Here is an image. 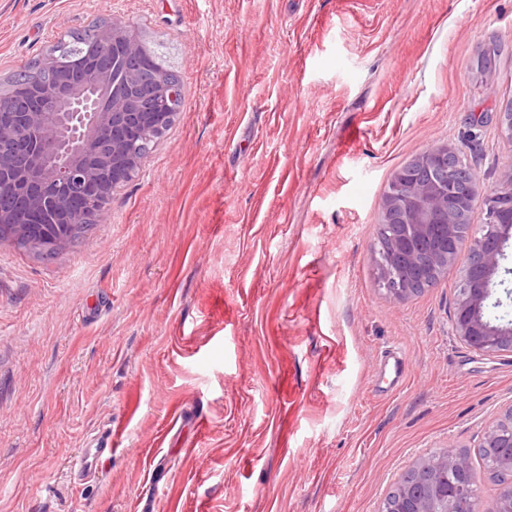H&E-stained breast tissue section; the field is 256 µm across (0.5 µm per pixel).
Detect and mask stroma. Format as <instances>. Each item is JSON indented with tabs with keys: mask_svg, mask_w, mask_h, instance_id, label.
Masks as SVG:
<instances>
[{
	"mask_svg": "<svg viewBox=\"0 0 512 512\" xmlns=\"http://www.w3.org/2000/svg\"><path fill=\"white\" fill-rule=\"evenodd\" d=\"M98 16L185 104L84 238L0 242V512H378L433 451L482 470L512 354L453 334L467 254L395 301L373 248L420 154L512 168V0H0V80ZM451 156L460 158V153L453 146H440L418 156L416 159V166L418 168L426 169L445 166L448 162V158ZM92 446L87 448L84 455L80 459V469L82 472L96 471L101 457L107 452H112V434L98 439Z\"/></svg>",
	"mask_w": 512,
	"mask_h": 512,
	"instance_id": "1",
	"label": "stroma"
}]
</instances>
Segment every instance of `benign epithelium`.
Here are the masks:
<instances>
[{
	"mask_svg": "<svg viewBox=\"0 0 512 512\" xmlns=\"http://www.w3.org/2000/svg\"><path fill=\"white\" fill-rule=\"evenodd\" d=\"M119 42L127 54L141 50L131 29L114 22L105 29L98 50ZM30 89L24 111L0 113V194L23 200L28 211L26 224L16 225L0 210V227L18 236L26 228L44 224L50 212L56 224L75 223L71 210L79 200L92 202L126 181L130 171L124 162L140 129L155 135L177 114L178 91L163 82L157 93L167 111H129L125 96L112 93L109 70L61 76L57 103L50 110L42 104L39 85L34 82ZM20 138L25 139L28 162L18 170L5 146ZM451 156L458 158L460 153L453 146H440L418 156L416 166H444ZM477 182L473 178L467 194L433 184L407 186L402 181L394 187L388 203L402 207L407 223L397 225L398 232L381 244V252L396 258L398 265H379V281L390 297L404 300L416 293L409 282L418 269L434 274L467 249L471 261L456 288L454 336L481 353H512V322L496 323L486 316L493 277L504 259V245L512 239V221L500 223L512 199V169L482 196ZM478 204L487 209V223H464L467 211ZM481 447L499 449L500 466L512 472V404L486 427ZM440 467L443 483L429 478L422 490L404 493L399 512H457L458 502L472 495L470 459L464 452H445Z\"/></svg>",
	"mask_w": 512,
	"mask_h": 512,
	"instance_id": "1",
	"label": "benign epithelium"
}]
</instances>
